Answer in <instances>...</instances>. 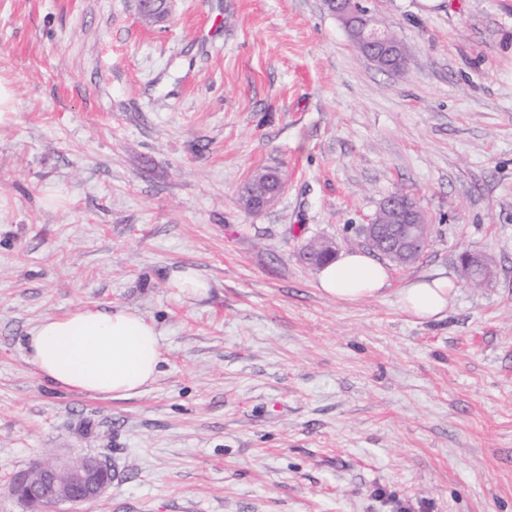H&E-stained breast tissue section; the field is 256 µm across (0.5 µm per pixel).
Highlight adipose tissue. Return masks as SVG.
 Wrapping results in <instances>:
<instances>
[{"label":"adipose tissue","mask_w":512,"mask_h":512,"mask_svg":"<svg viewBox=\"0 0 512 512\" xmlns=\"http://www.w3.org/2000/svg\"><path fill=\"white\" fill-rule=\"evenodd\" d=\"M387 280L381 263L351 251L321 266L318 287L336 301L354 303L378 295ZM454 292L450 280H419L400 290L398 303L411 317L437 320L446 314ZM25 355L38 375L55 387L123 399L155 382L163 342L155 324L142 314L85 303L43 319L27 336Z\"/></svg>","instance_id":"adipose-tissue-1"}]
</instances>
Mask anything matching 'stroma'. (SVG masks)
<instances>
[{
	"instance_id": "obj_1",
	"label": "stroma",
	"mask_w": 512,
	"mask_h": 512,
	"mask_svg": "<svg viewBox=\"0 0 512 512\" xmlns=\"http://www.w3.org/2000/svg\"><path fill=\"white\" fill-rule=\"evenodd\" d=\"M388 72L323 0H0V512L13 476L107 457L57 512H512V0H374ZM278 199L238 204L257 170ZM432 225L375 297L316 287L312 242L364 249L388 194ZM490 275L466 283L462 254ZM206 278V297L168 286ZM445 277V317L398 291ZM153 321L164 361L127 399L27 362L75 305ZM169 287L188 298H196L204 296L210 288V284L194 269L187 268L172 272Z\"/></svg>"
}]
</instances>
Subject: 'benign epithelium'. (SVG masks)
<instances>
[{
    "mask_svg": "<svg viewBox=\"0 0 512 512\" xmlns=\"http://www.w3.org/2000/svg\"><path fill=\"white\" fill-rule=\"evenodd\" d=\"M329 11L341 23L348 38L360 44L366 57L379 67H390L395 58L403 57L401 42L393 38L390 28L377 18L366 0H326ZM252 192L241 196L248 211L269 206L278 191L267 186L264 175L250 180ZM369 246L390 259L410 260L427 247L430 224L421 207L401 193L386 197L376 218L363 229ZM468 280L481 284L486 277L484 265L465 255ZM106 464L95 455H84L63 465L43 463L16 475L12 487L29 512H51L59 504H79L98 498L112 483L105 476Z\"/></svg>",
    "mask_w": 512,
    "mask_h": 512,
    "instance_id": "1",
    "label": "benign epithelium"
}]
</instances>
